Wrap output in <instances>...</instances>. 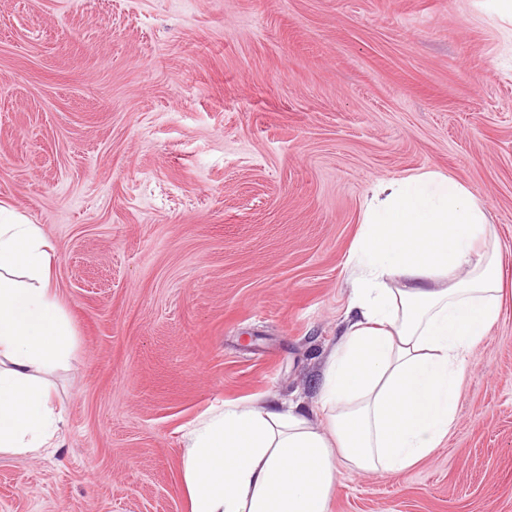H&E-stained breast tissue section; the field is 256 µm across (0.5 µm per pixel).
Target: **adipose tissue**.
Returning a JSON list of instances; mask_svg holds the SVG:
<instances>
[{
	"mask_svg": "<svg viewBox=\"0 0 512 512\" xmlns=\"http://www.w3.org/2000/svg\"><path fill=\"white\" fill-rule=\"evenodd\" d=\"M348 258L354 297L320 393L230 406L184 437L187 512H328L340 467L402 471L447 437L471 348L499 316L500 249L484 205L425 172L377 183ZM56 250L0 200V454L56 445L53 388L74 331L53 286Z\"/></svg>",
	"mask_w": 512,
	"mask_h": 512,
	"instance_id": "obj_1",
	"label": "adipose tissue"
}]
</instances>
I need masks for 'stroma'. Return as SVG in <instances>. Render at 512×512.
<instances>
[{
  "instance_id": "35a3bbf8",
  "label": "stroma",
  "mask_w": 512,
  "mask_h": 512,
  "mask_svg": "<svg viewBox=\"0 0 512 512\" xmlns=\"http://www.w3.org/2000/svg\"><path fill=\"white\" fill-rule=\"evenodd\" d=\"M489 207L498 320L454 423L329 512H512V20L495 0H0V199L56 247L74 330L44 456L0 512H186L182 435L319 398L373 185Z\"/></svg>"
}]
</instances>
